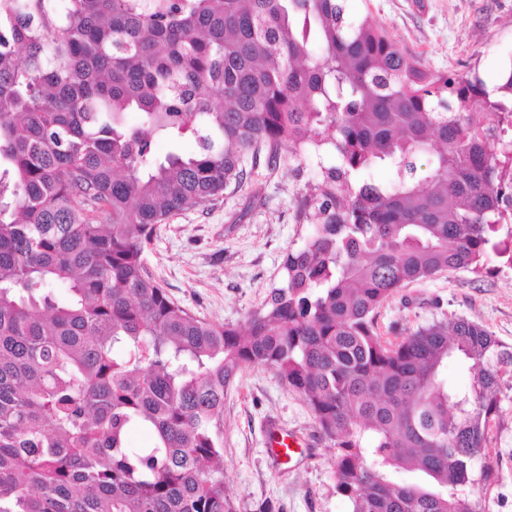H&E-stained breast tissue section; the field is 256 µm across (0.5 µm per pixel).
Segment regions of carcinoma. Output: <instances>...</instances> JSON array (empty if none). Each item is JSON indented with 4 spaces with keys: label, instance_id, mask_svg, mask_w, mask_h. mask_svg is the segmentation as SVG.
Instances as JSON below:
<instances>
[{
    "label": "carcinoma",
    "instance_id": "carcinoma-1",
    "mask_svg": "<svg viewBox=\"0 0 512 512\" xmlns=\"http://www.w3.org/2000/svg\"><path fill=\"white\" fill-rule=\"evenodd\" d=\"M155 135L197 150L157 158ZM286 144L336 157L306 243L246 327L204 321L145 247ZM503 256L512 62L491 89L432 72L346 0H0V512H237L224 396L255 366L314 413L351 512H487L461 491L489 480L512 347L460 317L388 344L375 316Z\"/></svg>",
    "mask_w": 512,
    "mask_h": 512
}]
</instances>
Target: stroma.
I'll list each match as a JSON object with an SVG mask.
<instances>
[{
    "instance_id": "obj_1",
    "label": "stroma",
    "mask_w": 512,
    "mask_h": 512,
    "mask_svg": "<svg viewBox=\"0 0 512 512\" xmlns=\"http://www.w3.org/2000/svg\"><path fill=\"white\" fill-rule=\"evenodd\" d=\"M400 47L434 72L475 70L494 85L512 62V0H347ZM313 163L254 170L241 187L185 209L160 225L147 246V267L168 294L215 324H245L284 278L288 251L303 246L309 227L294 216ZM496 274L447 271L409 283L378 309L377 328L395 342L434 320L465 317L512 346V264ZM476 461L491 478L481 493L489 512H512V397ZM277 424L299 446L291 458L267 451ZM224 482L237 512H350L337 493L334 450L304 401L276 371L249 367L224 399Z\"/></svg>"
}]
</instances>
